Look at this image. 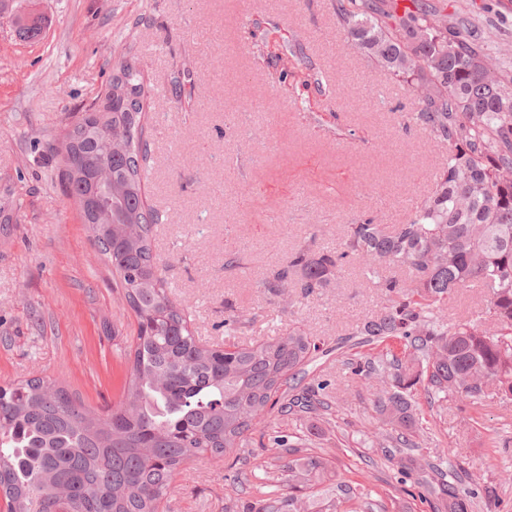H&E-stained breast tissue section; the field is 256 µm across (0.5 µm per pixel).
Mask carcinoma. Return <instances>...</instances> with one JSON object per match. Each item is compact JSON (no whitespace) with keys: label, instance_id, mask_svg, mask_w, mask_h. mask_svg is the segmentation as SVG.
<instances>
[{"label":"carcinoma","instance_id":"1","mask_svg":"<svg viewBox=\"0 0 512 512\" xmlns=\"http://www.w3.org/2000/svg\"><path fill=\"white\" fill-rule=\"evenodd\" d=\"M438 16L431 6L398 16L383 0H336L355 48L412 89L434 88L410 122L448 146V161L406 223L393 230L353 224L341 250L304 245L277 274L307 295L357 259L386 291L385 311L357 335L399 339L403 351L358 363L354 374L378 383L373 409L390 427L386 442L403 448L416 447L422 428L410 398L420 382L432 394L473 402L490 386L512 398V90L500 64L443 32ZM42 24L40 16L16 22L25 39L37 38ZM99 97V118L83 112L70 126L69 148L54 155L63 192L137 321L125 400L100 415L55 380L0 385V495L11 512H58L62 491L71 512H161L181 467L229 456L258 430L284 463L260 484L257 512H309L295 492L313 485L329 494L315 512H356L360 493L335 480L329 459L299 456L289 435L261 428L276 414L331 410L314 385H302L319 345L297 328L244 346L213 347L195 335L152 248L161 216L146 205L149 104L141 72L120 66ZM99 163L112 171L110 214L92 211ZM385 264L407 280L380 277ZM472 281L488 295L478 322L440 323V307ZM433 509L471 512V502L450 489Z\"/></svg>","mask_w":512,"mask_h":512}]
</instances>
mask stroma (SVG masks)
Wrapping results in <instances>:
<instances>
[{"instance_id": "35a3bbf8", "label": "stroma", "mask_w": 512, "mask_h": 512, "mask_svg": "<svg viewBox=\"0 0 512 512\" xmlns=\"http://www.w3.org/2000/svg\"><path fill=\"white\" fill-rule=\"evenodd\" d=\"M512 72V0H433ZM38 11L39 40L13 18ZM149 92L148 204L162 212L153 250L173 298L204 342L248 345L301 328L324 353L306 368L325 384L332 424L277 419L299 448L323 447L339 480L362 484L369 512H433L414 498L434 463L475 495V512H512V399L412 394L424 432L385 454L372 390L353 363L397 349L357 342L384 290L346 263L305 295L274 287L307 241L336 250L349 225L397 227L428 196L448 148L416 126L415 93L354 49L336 0H0V385L48 377L86 406H117L136 323L51 161L68 126L121 63ZM245 312L236 332L227 315ZM274 451L250 441L236 470L199 459L175 474L164 512H242Z\"/></svg>"}]
</instances>
